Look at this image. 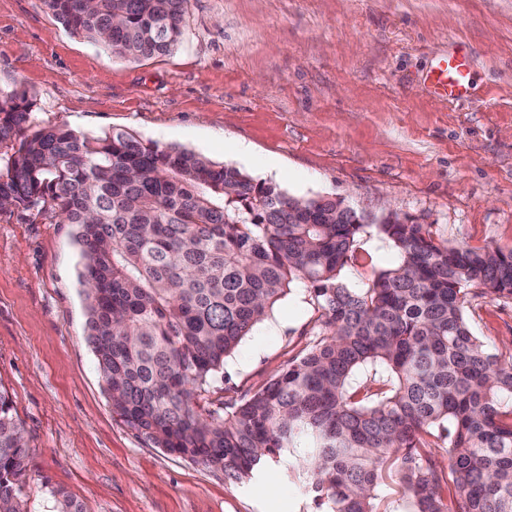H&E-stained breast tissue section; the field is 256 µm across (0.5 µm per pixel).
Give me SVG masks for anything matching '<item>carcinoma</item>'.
Returning a JSON list of instances; mask_svg holds the SVG:
<instances>
[{"mask_svg":"<svg viewBox=\"0 0 512 512\" xmlns=\"http://www.w3.org/2000/svg\"><path fill=\"white\" fill-rule=\"evenodd\" d=\"M73 34L141 60L172 50L189 0H44ZM33 100L0 96V210L73 224L88 340L129 428L237 483L274 465L314 512H512V354L467 320L512 299V249L451 246L398 214L366 224L231 163L126 131L30 129ZM398 254L362 288L343 272L365 237ZM319 316L306 348L224 414L212 377L292 288ZM28 445L0 390V512H28Z\"/></svg>","mask_w":512,"mask_h":512,"instance_id":"carcinoma-1","label":"carcinoma"}]
</instances>
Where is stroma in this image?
Wrapping results in <instances>:
<instances>
[{
	"label": "stroma",
	"instance_id": "1",
	"mask_svg": "<svg viewBox=\"0 0 512 512\" xmlns=\"http://www.w3.org/2000/svg\"><path fill=\"white\" fill-rule=\"evenodd\" d=\"M469 97L434 95L451 53ZM35 126L123 129L298 198L394 212L449 244L512 248V0H190L167 55L128 61L70 33L43 0H0V93ZM72 224L0 211V389L28 441L29 512L60 489L85 512H306L286 468L239 484L156 447L112 413L88 342ZM318 317L294 288L210 382L212 408L265 386ZM472 331L512 353V299L473 300Z\"/></svg>",
	"mask_w": 512,
	"mask_h": 512
}]
</instances>
